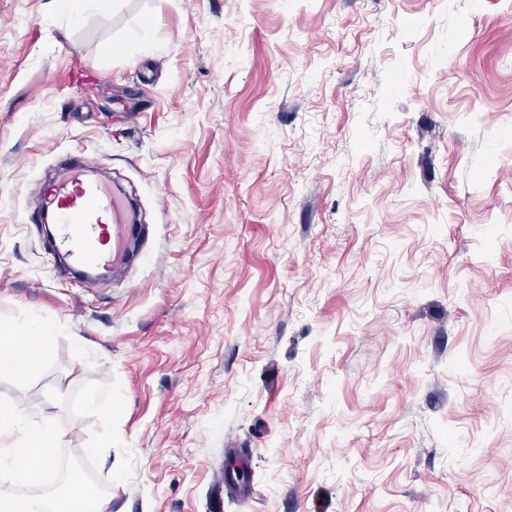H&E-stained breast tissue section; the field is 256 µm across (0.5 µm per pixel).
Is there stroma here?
I'll list each match as a JSON object with an SVG mask.
<instances>
[{
  "mask_svg": "<svg viewBox=\"0 0 512 512\" xmlns=\"http://www.w3.org/2000/svg\"><path fill=\"white\" fill-rule=\"evenodd\" d=\"M503 126L512 0H0V396L78 455L46 388L119 380L112 512H512ZM79 151L145 228L92 289L29 220ZM53 337L52 327L38 320L25 321L1 336L0 369L27 376L39 370L48 355V345ZM15 342L24 344V354L19 361L13 360L11 351ZM229 452L232 464L224 472V489L227 494L241 499L248 498L251 493L250 483L244 482L237 473L248 469L250 456L237 452L236 448H229Z\"/></svg>",
  "mask_w": 512,
  "mask_h": 512,
  "instance_id": "1",
  "label": "stroma"
}]
</instances>
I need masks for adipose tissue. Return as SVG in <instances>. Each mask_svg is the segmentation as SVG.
<instances>
[{
    "label": "adipose tissue",
    "mask_w": 512,
    "mask_h": 512,
    "mask_svg": "<svg viewBox=\"0 0 512 512\" xmlns=\"http://www.w3.org/2000/svg\"><path fill=\"white\" fill-rule=\"evenodd\" d=\"M53 330L47 323L29 320L14 327L0 337V369L20 376L39 370L48 355ZM91 503V512H112V499L108 496L88 497L79 481H71L65 493L49 502L0 496V512H71L72 505Z\"/></svg>",
    "instance_id": "adipose-tissue-1"
}]
</instances>
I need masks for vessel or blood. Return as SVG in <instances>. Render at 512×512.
Returning <instances> with one entry per match:
<instances>
[{
	"mask_svg": "<svg viewBox=\"0 0 512 512\" xmlns=\"http://www.w3.org/2000/svg\"><path fill=\"white\" fill-rule=\"evenodd\" d=\"M95 170V164L85 157L63 161L34 216L38 222L47 215L54 217L52 250L77 271L123 267L142 232L140 225L129 221L132 206L127 197L96 178ZM230 458L224 489L238 498H248L251 486L240 474L247 470L249 457L235 451Z\"/></svg>",
	"mask_w": 512,
	"mask_h": 512,
	"instance_id": "vessel-or-blood-1",
	"label": "vessel or blood"
}]
</instances>
